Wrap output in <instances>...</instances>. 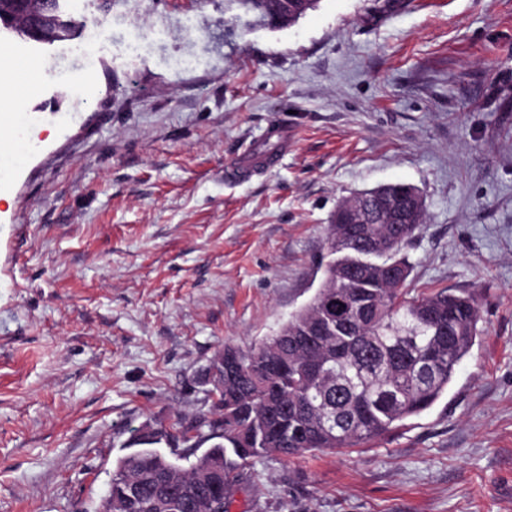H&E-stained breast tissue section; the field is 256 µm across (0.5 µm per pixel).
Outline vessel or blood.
Listing matches in <instances>:
<instances>
[{
    "mask_svg": "<svg viewBox=\"0 0 512 512\" xmlns=\"http://www.w3.org/2000/svg\"><path fill=\"white\" fill-rule=\"evenodd\" d=\"M40 119L53 125L56 132H64L73 117L68 113L43 112L32 115L29 112H2L0 113V126L12 129L11 138L0 140V189L4 188L14 177L17 169L15 155L17 152H30L34 142L27 138L33 120Z\"/></svg>",
    "mask_w": 512,
    "mask_h": 512,
    "instance_id": "1",
    "label": "vessel or blood"
}]
</instances>
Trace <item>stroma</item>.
<instances>
[{"label": "stroma", "instance_id": "stroma-1", "mask_svg": "<svg viewBox=\"0 0 512 512\" xmlns=\"http://www.w3.org/2000/svg\"><path fill=\"white\" fill-rule=\"evenodd\" d=\"M51 46L0 30L11 96L74 112L0 221V512H98L143 424L209 414L211 359L319 285L339 201L417 187L409 292L475 296L447 394L354 448L245 467L228 512H512V0H320L272 29L238 0H63ZM294 131L278 166H224Z\"/></svg>", "mask_w": 512, "mask_h": 512}]
</instances>
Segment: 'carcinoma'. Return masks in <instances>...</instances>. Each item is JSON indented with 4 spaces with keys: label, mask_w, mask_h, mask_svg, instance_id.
Segmentation results:
<instances>
[{
    "label": "carcinoma",
    "mask_w": 512,
    "mask_h": 512,
    "mask_svg": "<svg viewBox=\"0 0 512 512\" xmlns=\"http://www.w3.org/2000/svg\"><path fill=\"white\" fill-rule=\"evenodd\" d=\"M262 20L294 24L320 0H239ZM414 224H360L350 243L337 247L344 225H329L320 285L277 332L247 350L224 346L213 362L224 387H213L212 414L182 442L210 446L185 466L183 457L158 452L160 432L132 440L117 460L112 499L99 512H205L210 482L233 487L240 470L263 459L352 448L378 438L430 409L452 382L477 336L473 295L446 288L411 295L393 288L386 272L412 266L402 250L416 237ZM338 297L364 313L321 336L312 332L326 302ZM287 357L293 368L277 361Z\"/></svg>",
    "instance_id": "obj_1"
}]
</instances>
